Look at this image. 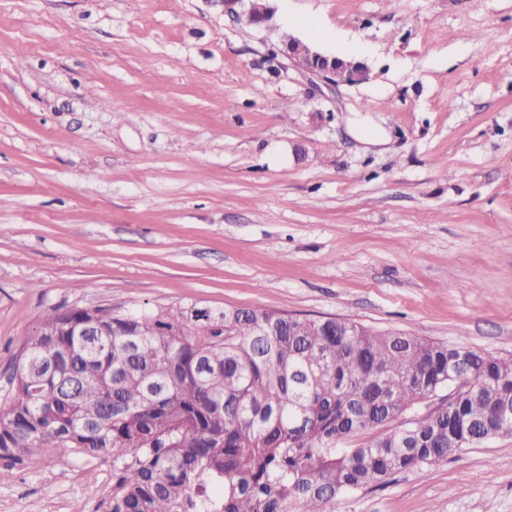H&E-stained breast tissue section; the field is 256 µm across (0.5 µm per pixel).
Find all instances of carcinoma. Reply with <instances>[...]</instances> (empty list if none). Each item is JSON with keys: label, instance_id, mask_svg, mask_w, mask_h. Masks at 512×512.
<instances>
[{"label": "carcinoma", "instance_id": "carcinoma-1", "mask_svg": "<svg viewBox=\"0 0 512 512\" xmlns=\"http://www.w3.org/2000/svg\"><path fill=\"white\" fill-rule=\"evenodd\" d=\"M0 413V461L112 455L107 512H333L336 497L512 434V357L412 332L195 304L45 312ZM414 426L344 442L442 388Z\"/></svg>", "mask_w": 512, "mask_h": 512}]
</instances>
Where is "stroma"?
<instances>
[{
	"label": "stroma",
	"instance_id": "1",
	"mask_svg": "<svg viewBox=\"0 0 512 512\" xmlns=\"http://www.w3.org/2000/svg\"><path fill=\"white\" fill-rule=\"evenodd\" d=\"M0 0V403L54 307L337 317L512 356V0ZM324 85L280 34L346 56ZM112 458L0 472V512H105ZM512 512V434L336 512ZM271 1L265 0L264 5L258 7L255 0H207V2L222 6L224 14L243 15L249 25L269 31L273 30L274 27L271 23L274 16V8L270 4ZM243 2H248V5L242 12H238L235 7Z\"/></svg>",
	"mask_w": 512,
	"mask_h": 512
}]
</instances>
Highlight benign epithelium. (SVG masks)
Listing matches in <instances>:
<instances>
[{"label": "benign epithelium", "mask_w": 512, "mask_h": 512, "mask_svg": "<svg viewBox=\"0 0 512 512\" xmlns=\"http://www.w3.org/2000/svg\"><path fill=\"white\" fill-rule=\"evenodd\" d=\"M222 6L227 15H243L255 27L273 30L274 8L271 0L259 7L256 0H208ZM283 54L294 65L332 85L355 84L368 79V69L360 61L325 55L312 45L296 38L288 43Z\"/></svg>", "instance_id": "obj_1"}]
</instances>
